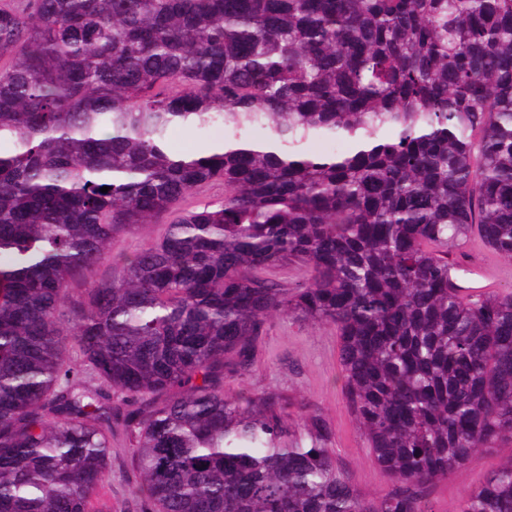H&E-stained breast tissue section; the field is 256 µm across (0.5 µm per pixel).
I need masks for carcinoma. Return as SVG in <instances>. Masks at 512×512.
Listing matches in <instances>:
<instances>
[{
  "label": "carcinoma",
  "instance_id": "carcinoma-1",
  "mask_svg": "<svg viewBox=\"0 0 512 512\" xmlns=\"http://www.w3.org/2000/svg\"><path fill=\"white\" fill-rule=\"evenodd\" d=\"M473 235L512 258V0H0V512H100L121 429L152 512H436L512 446V292L449 275ZM276 315L336 327L386 492L224 395ZM458 512H512V457ZM219 136H224V128H213L204 133L176 129L172 132L169 142L176 150L190 152L199 149L202 144ZM163 229V224H154L138 235L118 239L114 245H112V256L120 253H130L137 248L146 246L151 239L156 237ZM512 455V447L487 448L463 469L439 483L434 492L437 512H457L463 498L492 470Z\"/></svg>",
  "mask_w": 512,
  "mask_h": 512
}]
</instances>
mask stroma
<instances>
[{"instance_id":"1","label":"stroma","mask_w":512,"mask_h":512,"mask_svg":"<svg viewBox=\"0 0 512 512\" xmlns=\"http://www.w3.org/2000/svg\"><path fill=\"white\" fill-rule=\"evenodd\" d=\"M460 261L471 266V277L480 285L497 292L512 291V258L489 250L478 238L462 246ZM269 392L285 400L290 421H302L310 413L320 415L330 431L329 447L335 448L340 464L355 484L369 494L384 493L389 478L364 447L344 397L334 326L285 317L273 320L255 347L249 372L224 381V393L230 397ZM134 443L135 435L128 431L112 437V468L96 501L100 512H144L148 506L132 464ZM511 457L512 448L507 446L482 450L465 468L437 485V512H457L463 498Z\"/></svg>"}]
</instances>
